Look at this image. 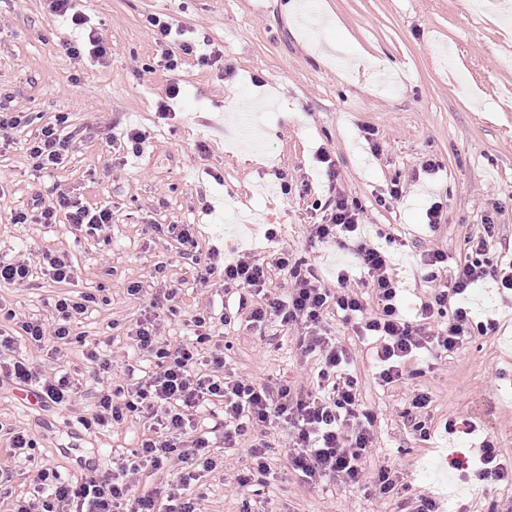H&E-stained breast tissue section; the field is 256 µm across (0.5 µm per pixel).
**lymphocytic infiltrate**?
<instances>
[{
  "label": "lymphocytic infiltrate",
  "instance_id": "f902f5d3",
  "mask_svg": "<svg viewBox=\"0 0 512 512\" xmlns=\"http://www.w3.org/2000/svg\"><path fill=\"white\" fill-rule=\"evenodd\" d=\"M46 2L50 13L66 19L80 33L79 39L64 42L67 53L92 67L107 64L111 49L81 0ZM148 24L162 49L159 64L166 70H178L188 57L210 67L223 58L220 50L206 49L194 30L174 26L168 15L150 16ZM26 128L32 131L27 153L34 171L55 169L67 160L68 113H55L45 122L40 115L0 107V141L11 142L14 132ZM318 159L327 165L330 196L320 221L310 227V239L318 244L356 245L354 267L338 269L335 285L326 284L315 265L289 261L284 252L266 264L251 255L228 264L219 248L197 251L193 225L153 227L155 233L176 243L182 259L199 269L201 283H219L242 306L248 297H261L262 305L249 313L251 325L260 328L276 321L301 328L302 351L320 360L312 388L298 394L285 384L275 387L237 378L225 372L223 352L203 356V345L212 341L220 325L231 323L228 315L216 320L196 313L185 322L189 341L174 345L163 340L159 317L178 294L177 289H164L146 304L128 333L153 358V369L126 386L102 381L91 419L94 425L108 427L143 416L151 421L148 434L106 475H91L72 484L54 469L38 468L32 496L16 499L13 512H198L201 496L193 485L216 469L214 444L235 448L248 431H256L259 439L248 455L254 469L265 474L270 470L272 448L267 434L270 427L281 423L292 429L287 459L305 481L314 484L332 476L353 485L362 483L366 479L363 459L374 442V416L359 400L346 346L318 331L324 315L340 314L359 339L369 342L380 382L392 386L403 381L417 357L445 358L472 336L495 332L493 318H480L465 303L489 279L512 292V265L494 266L485 257L493 224H484L481 234L468 239L465 258L441 250L422 253L420 264L433 289L412 307H405L386 250L361 234L363 209L349 202L339 188V174L329 165L327 152L319 151ZM113 217L111 205L91 208L80 197L60 190L51 198L34 200L30 210L15 213L12 219L17 224L63 223L75 234L92 237L111 224ZM274 269L283 272L284 287H271ZM355 274L363 286L372 289L374 309H367L362 297L351 290L350 279ZM96 302V295L89 291L57 296L50 328L38 319H16L10 310L0 313V318L13 324L10 333L0 332V386H31L43 405H71L79 387L70 373L40 378L25 358L11 355L10 350L18 336L41 346L69 344L74 324ZM215 405L224 414V429L217 439L197 419L199 410ZM171 458L182 465L175 484L141 496L132 494L129 471L146 465L157 468Z\"/></svg>",
  "mask_w": 512,
  "mask_h": 512
}]
</instances>
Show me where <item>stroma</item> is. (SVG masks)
Listing matches in <instances>:
<instances>
[{"instance_id":"1","label":"stroma","mask_w":512,"mask_h":512,"mask_svg":"<svg viewBox=\"0 0 512 512\" xmlns=\"http://www.w3.org/2000/svg\"><path fill=\"white\" fill-rule=\"evenodd\" d=\"M89 7L112 50L104 67H84L67 54L62 43L73 33L45 0H0V100L48 118L69 113L73 133L64 166L46 175L30 169L26 132L0 149V252L68 254L80 287H104L107 297L75 325L57 357L14 340L15 352L41 376L70 366L82 388L75 402L58 409L22 406L19 390L0 387V471L10 477L0 484V512L30 492L35 466L68 480L92 469L102 475L143 434L144 422L135 417L86 427L97 384L82 355L85 343L99 345L114 381L124 383L129 369L151 368L127 333L164 285L181 290L175 314L163 323L171 343L182 340L191 314L223 315V288L201 285L197 270L153 225H197L202 251L220 243L225 254L249 249L264 259L281 247L332 278L354 256L309 240L310 224L320 219L312 205L328 197L324 166L316 160L322 148L340 172L343 192L367 214V239L383 233L404 240L390 261L407 299L427 291L415 254L439 249L465 256L468 238L485 223L495 226L488 259L512 254V68L504 65L512 55L511 20L474 12L467 0H316L314 23L295 18L288 0H91ZM157 13L203 32L222 50L223 69L202 68L191 58L174 72L159 68L161 49L146 28L147 17ZM174 81L182 88L176 116L158 119L157 103ZM259 109L265 118L254 145L237 136L233 119ZM129 126L145 128L151 140L143 155L127 157L126 175L118 179L103 140ZM367 127L375 132L369 141ZM428 163L436 173H425ZM211 170L223 184L208 178ZM395 180L401 198L390 208L378 206L377 197ZM56 188L91 207L112 203L117 216L95 239L75 236L65 224L13 223L12 212ZM436 202L443 216L431 231L426 211ZM240 206L257 222L225 227V213ZM271 231L276 241L267 240ZM159 260L167 263L162 280L150 276ZM131 282L142 285L141 294L127 293ZM68 290L38 276L24 288L0 284V301L18 316L49 323L56 296ZM471 303L492 313L498 330L391 388L380 385L368 346L341 317L326 316L322 332L349 349L360 398L375 416L367 472L391 468L408 498L433 497L442 512L461 506L512 512V484L464 482L453 466V452L473 458L481 435L443 429L451 419L475 421L504 462H512V300L501 298L490 281ZM223 339L226 367L238 377L308 389L317 358L302 353L296 330L272 325L259 334L241 322ZM416 389L432 396L434 426L425 442L403 416ZM9 428L35 441L31 456L9 448ZM287 434L284 426L274 431V466L258 487L241 482L250 440L226 453L205 479L201 512H244L257 494L267 512H401L398 499L375 495L367 484L305 483L286 459Z\"/></svg>"}]
</instances>
